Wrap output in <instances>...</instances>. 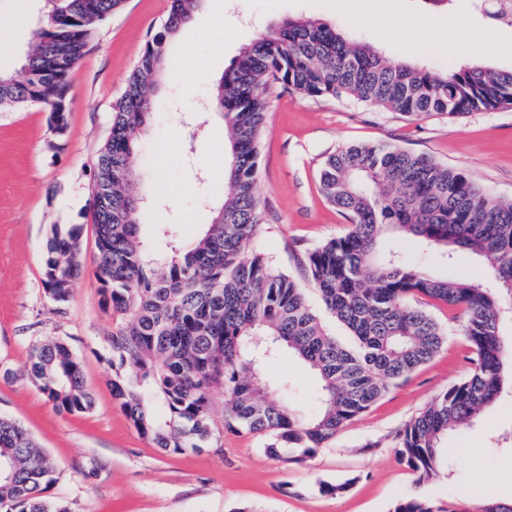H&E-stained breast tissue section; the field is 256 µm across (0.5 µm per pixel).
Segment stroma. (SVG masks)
I'll return each mask as SVG.
<instances>
[{
    "label": "stroma",
    "mask_w": 512,
    "mask_h": 512,
    "mask_svg": "<svg viewBox=\"0 0 512 512\" xmlns=\"http://www.w3.org/2000/svg\"><path fill=\"white\" fill-rule=\"evenodd\" d=\"M382 10L350 19L348 0H202L171 55L222 75L240 49L287 18L328 22L369 43L389 62L411 61L432 71L467 60L462 40L398 30L401 13L420 0H383ZM170 0H126L97 28L76 66L68 98L69 124L54 134L37 106L0 111V413L19 421L57 467L49 490L70 512H391L408 497L477 512L485 501L512 492V392L504 391L472 424L448 436L454 450L447 477L417 483L401 461L395 436L432 400L470 372V349L447 307L431 313L448 341L428 364L391 388L322 448L294 463L270 456L262 439L224 432L219 445L165 452L132 426L112 396L113 322L100 303L94 276L95 229L88 215L93 161L112 125L114 104L126 90L146 41L160 30ZM45 0H0V71L14 70L44 19ZM450 14L501 44L494 66L512 68V27H493L472 0H454ZM212 83L186 85L176 73L161 81L155 120L133 165L135 193L146 197L139 215L144 237L158 251L170 239H193L211 223L224 184L200 163V147L216 141L224 123L208 112ZM259 144L258 179L264 212L251 250L294 279L297 254L344 235L348 223L319 191L327 156L352 144L398 145L465 171L494 196L512 199V108L407 117L351 98H304L272 85ZM81 228L84 274L63 306L49 302L41 280L50 225ZM395 250L439 276L489 281L487 266L466 252L440 264L414 239ZM64 341L80 360L93 407L57 412L22 369L34 342ZM270 374L288 382L290 402L316 414L318 381L300 361L279 355ZM341 491L326 494L322 485Z\"/></svg>",
    "instance_id": "obj_1"
}]
</instances>
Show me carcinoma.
Instances as JSON below:
<instances>
[{
    "mask_svg": "<svg viewBox=\"0 0 512 512\" xmlns=\"http://www.w3.org/2000/svg\"><path fill=\"white\" fill-rule=\"evenodd\" d=\"M48 2L45 21L20 68L0 73V110L40 106L58 135L68 128L70 79L49 64L75 67L89 51L98 25L125 0ZM200 0H171L161 30L145 44L112 113V139L93 163L89 210L98 251L95 279L101 304L115 321L112 396L133 427L165 452L207 448L220 428L266 440L277 458L311 456L391 387L430 362L447 342L427 310L443 304L463 322L472 351L468 376L436 397L398 433L400 458L426 482L448 475V434L470 424L512 388V201L480 188L465 172L385 144L352 145L330 154L319 174L322 196L350 223L348 231L304 254L301 265L320 301L347 331L327 330L303 289L248 250L261 224L257 145L266 119V91L276 82L303 97H349L405 116L450 118L512 105V69L471 60L446 72L388 64L374 49L336 26L291 18L243 47L216 82L213 105L230 143L224 202L196 239L174 242L159 256L148 246L132 205V158L154 119L155 93L174 65L171 42ZM484 15L512 26V0H481ZM110 172L112 209L100 206ZM421 241L437 256L470 252L488 266L486 288L439 277L388 248L389 235ZM80 228L54 224L42 267L47 299L71 297L81 274ZM301 359L319 381L321 413L309 418L257 387L282 350ZM63 413L91 409L79 359L62 341L31 347L23 369ZM223 390V424L215 420L212 391ZM0 512H69L47 495L56 466L16 420L0 415ZM392 512H436L420 498Z\"/></svg>",
    "mask_w": 512,
    "mask_h": 512,
    "instance_id": "obj_1",
    "label": "carcinoma"
}]
</instances>
